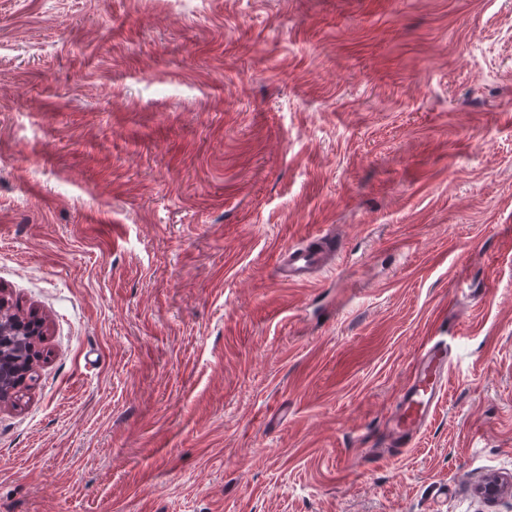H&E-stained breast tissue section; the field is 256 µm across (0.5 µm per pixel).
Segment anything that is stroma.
<instances>
[{"label": "stroma", "instance_id": "obj_1", "mask_svg": "<svg viewBox=\"0 0 512 512\" xmlns=\"http://www.w3.org/2000/svg\"><path fill=\"white\" fill-rule=\"evenodd\" d=\"M0 287V512H512V0H0ZM333 240V235L323 236L306 247L289 246L280 270L283 280L288 283L305 282L312 271L325 266L335 255ZM0 292V400L4 401L25 385L27 377L18 378L16 367L26 355H33L45 332L43 321L35 314L26 318H6L3 311L8 301L4 290ZM456 337L437 336L418 352L413 369L388 415L391 448H411L440 405L446 388Z\"/></svg>", "mask_w": 512, "mask_h": 512}]
</instances>
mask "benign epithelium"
<instances>
[{
	"mask_svg": "<svg viewBox=\"0 0 512 512\" xmlns=\"http://www.w3.org/2000/svg\"><path fill=\"white\" fill-rule=\"evenodd\" d=\"M8 304L0 295V400L12 396L15 390L25 385L27 378L18 377L17 365L26 355L36 351L41 336L45 335L43 321L36 315L26 318H7L1 309ZM477 493L488 499H498L505 495L512 497V484L503 481L487 480L477 486Z\"/></svg>",
	"mask_w": 512,
	"mask_h": 512,
	"instance_id": "benign-epithelium-1",
	"label": "benign epithelium"
}]
</instances>
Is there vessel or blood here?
Returning a JSON list of instances; mask_svg holds the SVG:
<instances>
[{
	"mask_svg": "<svg viewBox=\"0 0 512 512\" xmlns=\"http://www.w3.org/2000/svg\"><path fill=\"white\" fill-rule=\"evenodd\" d=\"M331 237H320L308 246H291L285 251L281 276L289 283L305 282L315 269L334 256ZM454 345L438 336L418 352L413 369L388 415L387 438L393 448L412 447L440 405L449 372Z\"/></svg>",
	"mask_w": 512,
	"mask_h": 512,
	"instance_id": "1",
	"label": "vessel or blood"
}]
</instances>
